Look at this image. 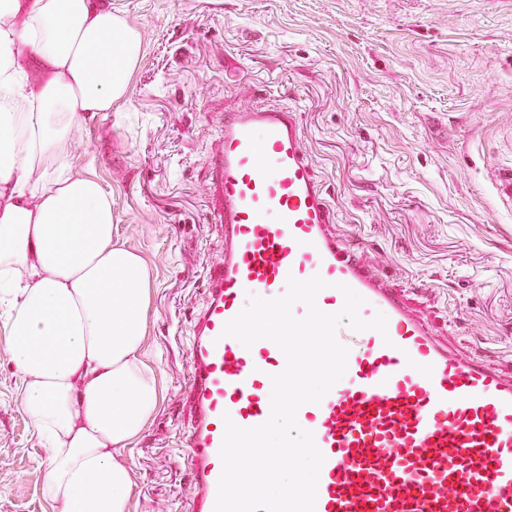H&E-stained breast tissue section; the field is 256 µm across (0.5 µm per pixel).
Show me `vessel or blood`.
Returning <instances> with one entry per match:
<instances>
[{"label":"vessel or blood","mask_w":512,"mask_h":512,"mask_svg":"<svg viewBox=\"0 0 512 512\" xmlns=\"http://www.w3.org/2000/svg\"><path fill=\"white\" fill-rule=\"evenodd\" d=\"M214 217L224 245L191 321L194 414L180 439L192 476L190 512H214L224 417L264 423L271 377L286 358L272 341L223 336L248 295L284 294L288 277L326 281L318 308L338 312L347 284L383 313L386 333L340 327L347 370L320 403L297 412L325 461L315 512H512V373L464 353L364 262L335 225L298 113L255 106L224 113L212 155Z\"/></svg>","instance_id":"obj_1"}]
</instances>
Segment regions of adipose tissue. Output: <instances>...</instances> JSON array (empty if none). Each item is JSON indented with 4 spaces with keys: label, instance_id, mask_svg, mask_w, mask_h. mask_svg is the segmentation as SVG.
<instances>
[{
    "label": "adipose tissue",
    "instance_id": "adipose-tissue-1",
    "mask_svg": "<svg viewBox=\"0 0 512 512\" xmlns=\"http://www.w3.org/2000/svg\"><path fill=\"white\" fill-rule=\"evenodd\" d=\"M140 34L112 0H0V357L43 436L57 512H128L120 451L158 405L139 358L150 275L112 239V199L74 170L85 113L127 93Z\"/></svg>",
    "mask_w": 512,
    "mask_h": 512
}]
</instances>
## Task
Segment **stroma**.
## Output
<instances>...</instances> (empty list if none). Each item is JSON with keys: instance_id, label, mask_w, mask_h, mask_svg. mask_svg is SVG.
I'll return each instance as SVG.
<instances>
[{"instance_id": "35a3bbf8", "label": "stroma", "mask_w": 512, "mask_h": 512, "mask_svg": "<svg viewBox=\"0 0 512 512\" xmlns=\"http://www.w3.org/2000/svg\"><path fill=\"white\" fill-rule=\"evenodd\" d=\"M141 33L125 100L72 159L146 263L155 414L127 445L129 512H188L190 326L222 249L209 154L228 107L298 112L339 233L458 348L512 371V0H112ZM22 380L0 358V512H54Z\"/></svg>"}]
</instances>
